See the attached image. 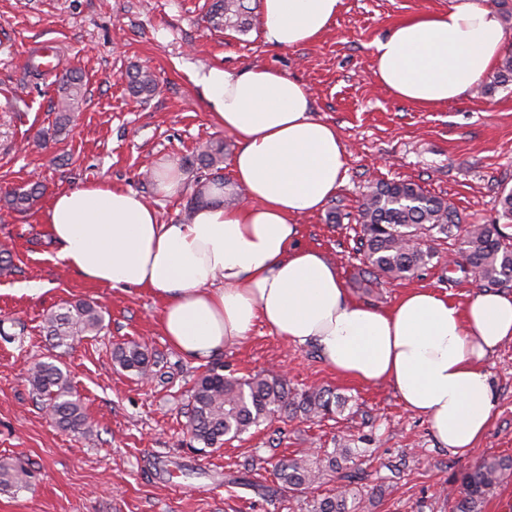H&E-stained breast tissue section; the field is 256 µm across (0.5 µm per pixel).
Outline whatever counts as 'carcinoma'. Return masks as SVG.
I'll use <instances>...</instances> for the list:
<instances>
[{"instance_id":"obj_1","label":"carcinoma","mask_w":512,"mask_h":512,"mask_svg":"<svg viewBox=\"0 0 512 512\" xmlns=\"http://www.w3.org/2000/svg\"><path fill=\"white\" fill-rule=\"evenodd\" d=\"M257 0H211L208 20L216 27L241 34L249 31ZM133 96L147 100L155 93L153 74L141 68L128 73ZM84 103L82 75L67 70L57 85L56 128L61 132L71 123ZM224 158V142L210 141L182 158L181 166L194 173L198 190L185 211L190 220L197 206L208 201L212 186H224L218 165ZM46 187L30 182L8 192L9 208L27 211L41 198ZM498 216L512 221V191H504L494 201ZM357 223L364 264L389 280H403L425 268L432 258L424 239H449L459 244L461 269L478 274V283L495 288L512 283V244L499 224H476L465 228L448 201L434 196L420 185L407 181L378 182L370 187L358 206ZM44 329L54 347L65 350L86 336L104 329L101 306L92 300L67 303L46 314ZM113 359L125 371L146 379L160 372V361L147 346L130 341L119 344ZM31 392L45 404L54 424L63 430L89 428L88 416L74 393L68 376L52 361L35 363L28 374ZM348 399L326 389L296 391L286 378L260 372L248 378L226 377L215 371L198 375L190 390L187 428L190 439L205 448H217L239 439L251 428L275 416L306 420L341 415ZM366 449L339 443L322 448L318 456L300 455L279 460L273 476L281 486L297 494L321 486L324 476L337 475L336 489L312 496L306 512H365L361 491L354 486L353 466ZM512 470V458L491 457L466 472L462 490L454 498L452 512H482L486 498ZM29 485V472L22 466L0 462V486L21 490Z\"/></svg>"}]
</instances>
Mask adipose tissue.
I'll return each instance as SVG.
<instances>
[{"label":"adipose tissue","instance_id":"1","mask_svg":"<svg viewBox=\"0 0 512 512\" xmlns=\"http://www.w3.org/2000/svg\"><path fill=\"white\" fill-rule=\"evenodd\" d=\"M342 0H263L264 38L289 50L317 40ZM507 49L487 0H448L396 25L374 45V75L421 107L465 97ZM207 110L237 141L233 183L190 221L161 223L138 193L108 181L56 192L44 213L58 260L85 279L161 296L160 326L200 363L244 340L256 324L313 346L337 373L391 384L424 416L441 445L467 453L486 433L495 403L486 358L512 340V295L482 290L463 306L426 289L388 310L352 300L334 263L296 243L297 220L321 211L345 182L346 146L312 115L308 89L267 67L210 68Z\"/></svg>","mask_w":512,"mask_h":512}]
</instances>
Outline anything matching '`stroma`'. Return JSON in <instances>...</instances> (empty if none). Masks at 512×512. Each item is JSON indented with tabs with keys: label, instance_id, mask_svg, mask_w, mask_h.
Returning <instances> with one entry per match:
<instances>
[{
	"label": "stroma",
	"instance_id": "stroma-1",
	"mask_svg": "<svg viewBox=\"0 0 512 512\" xmlns=\"http://www.w3.org/2000/svg\"><path fill=\"white\" fill-rule=\"evenodd\" d=\"M210 0H0V196L40 179L46 194L27 213L0 206V245L12 275L0 276V460L29 468L28 489L0 490V512H305V498L277 489L282 458L337 439L369 449L360 487L369 512H451L445 491L483 459L512 456V341L487 361L495 409L486 434L467 454L441 446L428 420L407 410L386 383L365 384L332 371L314 347H300L259 324L239 344L195 364L173 348L159 319L161 300L148 291L87 281L56 258L43 213L55 192L107 180L153 205L162 223L183 218L197 190L183 172V191L157 193L138 172L191 154L209 139L224 142V177L232 175L234 136L206 109L194 77L213 66L270 67L306 85L313 115L336 126L347 148L346 180L325 210L298 221L300 246L333 261L349 295L370 307H393L408 291L434 290L466 303L479 283L449 264L455 242L433 244L434 257L414 277L369 275L358 253L357 205L380 180L421 185L448 200L463 224H486L493 201L512 189V82L486 77L485 91L424 109L396 98L375 78L373 44L418 12L448 0H343L330 29L313 43L282 51L263 38L261 21L247 34L210 28ZM52 40L63 66L83 75L87 99L54 134L56 86L25 61L35 43ZM150 69L154 96L133 97L129 68ZM50 133L46 148L29 145ZM336 211L338 223L328 222ZM41 285L37 295L25 286ZM79 299L98 301L105 329L56 353L43 329L47 310ZM136 340L162 356L163 374L144 382L113 360L117 344ZM58 357L93 426L84 433L54 426L26 381L31 364ZM243 377L279 368L291 386L329 387L349 399L333 420H273L202 451L191 447L185 417L192 378L208 369ZM253 467V486H226L225 476Z\"/></svg>",
	"mask_w": 512,
	"mask_h": 512
}]
</instances>
